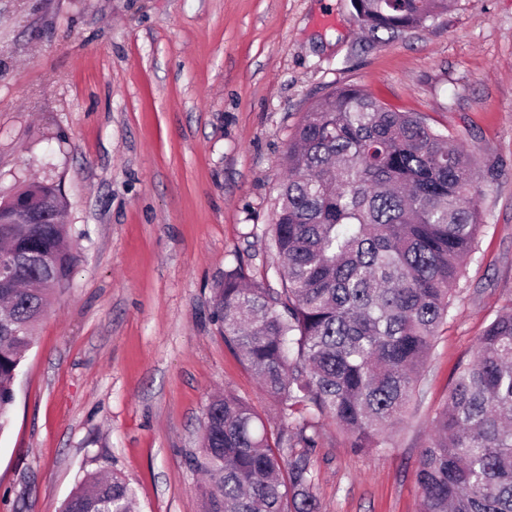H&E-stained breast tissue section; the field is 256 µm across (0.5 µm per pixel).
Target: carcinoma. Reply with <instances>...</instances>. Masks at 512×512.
<instances>
[{"instance_id": "1", "label": "carcinoma", "mask_w": 512, "mask_h": 512, "mask_svg": "<svg viewBox=\"0 0 512 512\" xmlns=\"http://www.w3.org/2000/svg\"><path fill=\"white\" fill-rule=\"evenodd\" d=\"M375 37L422 29L448 0H359ZM282 166L272 248L279 288L249 283L243 266L212 288V315L262 388L288 411L314 407L350 436L378 448L420 396L440 328L448 322L464 262L478 247L479 166L459 138L415 112L387 108L344 85L315 102ZM40 224L16 222L0 202V254L18 264L0 284V430L16 371L50 296L78 256L58 217V187L33 182L16 194ZM302 425L269 434L262 416L230 392L205 412L200 454L203 512H320ZM419 512H512V308L479 337L419 453ZM122 478L87 476L60 512H134Z\"/></svg>"}]
</instances>
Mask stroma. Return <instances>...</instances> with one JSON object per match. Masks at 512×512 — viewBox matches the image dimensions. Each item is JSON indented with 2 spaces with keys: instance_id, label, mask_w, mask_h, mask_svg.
Wrapping results in <instances>:
<instances>
[{
  "instance_id": "35a3bbf8",
  "label": "stroma",
  "mask_w": 512,
  "mask_h": 512,
  "mask_svg": "<svg viewBox=\"0 0 512 512\" xmlns=\"http://www.w3.org/2000/svg\"><path fill=\"white\" fill-rule=\"evenodd\" d=\"M355 84L478 160L484 225L421 383L381 450L331 418H282L211 317L270 247L281 160L305 112ZM60 186L79 256L36 327L0 430V512H59L116 473L137 512H202L206 407L225 390L270 432L312 425L322 512H418L419 452L458 367L512 307V0H453L372 40L351 0H0V199Z\"/></svg>"
}]
</instances>
